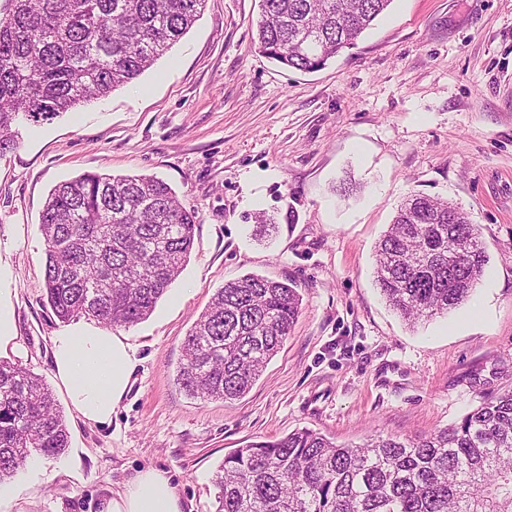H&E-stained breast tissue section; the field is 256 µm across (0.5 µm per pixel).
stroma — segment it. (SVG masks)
<instances>
[{"label": "stroma", "instance_id": "obj_1", "mask_svg": "<svg viewBox=\"0 0 512 512\" xmlns=\"http://www.w3.org/2000/svg\"><path fill=\"white\" fill-rule=\"evenodd\" d=\"M259 0H206L191 30L104 99L19 118L0 157V288L16 347L5 360L52 390L67 450L20 469L0 512H102L137 470L166 471L187 512H215L213 475L251 441L311 429L341 445L417 439L512 388V0H393L315 71L256 42ZM85 172L153 175L197 211L194 247L152 315L123 328L138 358L108 425L84 422L52 372L61 328L43 293L40 216ZM447 200L488 263L463 304L411 326L375 283V246L410 195ZM273 217L266 234L258 214ZM292 280L301 311L235 400L176 383L194 319L228 280Z\"/></svg>", "mask_w": 512, "mask_h": 512}]
</instances>
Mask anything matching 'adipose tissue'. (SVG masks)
<instances>
[{"label": "adipose tissue", "instance_id": "obj_1", "mask_svg": "<svg viewBox=\"0 0 512 512\" xmlns=\"http://www.w3.org/2000/svg\"><path fill=\"white\" fill-rule=\"evenodd\" d=\"M53 372L86 422L111 423L135 369V351L125 336L89 322L59 328L51 338ZM165 472L148 467L127 478L105 499L102 512H183Z\"/></svg>", "mask_w": 512, "mask_h": 512}]
</instances>
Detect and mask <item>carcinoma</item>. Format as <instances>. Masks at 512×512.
<instances>
[{"label":"carcinoma","instance_id":"1","mask_svg":"<svg viewBox=\"0 0 512 512\" xmlns=\"http://www.w3.org/2000/svg\"><path fill=\"white\" fill-rule=\"evenodd\" d=\"M392 0H261L260 51L314 71ZM205 0H5L0 6V155L12 125L51 120L137 79L185 35ZM197 213L155 176L84 173L58 183L41 214L44 291L58 318L107 328L147 319L194 244ZM487 256L478 225L447 201L416 194L376 249V282L413 325L457 307ZM292 284L247 274L213 295L183 341L179 387L200 399L247 393L298 317ZM69 431L52 391L0 359V483L31 453L55 456ZM216 512H512V391L415 441L338 445L309 429L224 455Z\"/></svg>","mask_w":512,"mask_h":512}]
</instances>
